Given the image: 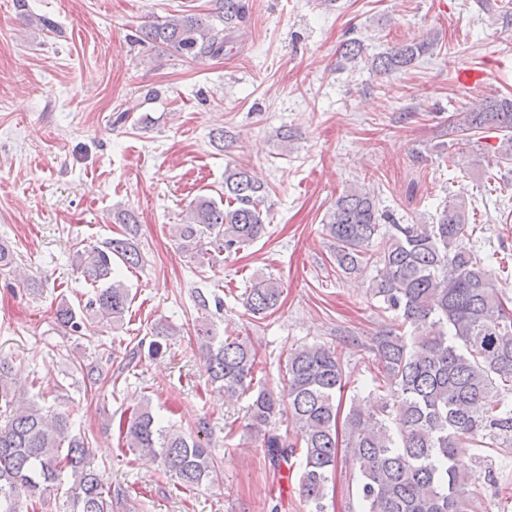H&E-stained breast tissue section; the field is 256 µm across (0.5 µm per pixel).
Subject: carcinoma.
<instances>
[{
    "label": "carcinoma",
    "mask_w": 512,
    "mask_h": 512,
    "mask_svg": "<svg viewBox=\"0 0 512 512\" xmlns=\"http://www.w3.org/2000/svg\"><path fill=\"white\" fill-rule=\"evenodd\" d=\"M219 3L222 28L193 15L171 16L144 28L142 39L184 59L218 56L224 30L245 15L244 0ZM435 46L429 36L368 56L352 38L340 55L386 75L433 54ZM448 128L464 147L476 135L503 133L498 159L512 162V97L490 94L451 115ZM265 194L249 170L230 169L224 174L226 205L195 198L172 234L188 250L210 244L213 260L237 252L266 231ZM117 216L125 225L122 237L74 254V266L94 294L78 309L66 299L57 304L56 325L72 335L97 320L123 323L131 305L130 289L113 263L117 258L134 267L142 261L137 219L124 210ZM323 230L333 242L336 267L344 274L374 268L369 293L410 327L407 335L389 330L370 338L376 372L366 399L375 407L355 400L340 419L336 398L346 378L340 354L325 344L288 353L280 392L255 385L261 363L256 348L247 337L220 335L210 305L221 308L224 301L198 290L192 295L199 314L196 341L211 384L227 399L252 394L247 429L274 466L291 468L300 459V494L310 512H324L343 436L361 512H482L477 472L456 469L454 460L471 448H512V402L506 401L512 397V299L497 286L486 259L467 246L474 228L466 203L447 205L433 224H399L379 212L371 192L355 186L328 209ZM17 265L18 253L0 240V272ZM281 295L278 282L257 279L247 293V310L261 319L276 309ZM8 375V364L0 361V512H24L25 502L59 485L65 473L73 512H112V495L92 465L87 438L72 434L70 415L15 399ZM388 389L396 396L386 397ZM494 392L503 399L492 402ZM280 414L288 417L294 438L274 427ZM122 434L127 448L160 461L183 489L218 481L209 449L191 434L162 425L147 398L122 424Z\"/></svg>",
    "instance_id": "obj_1"
}]
</instances>
